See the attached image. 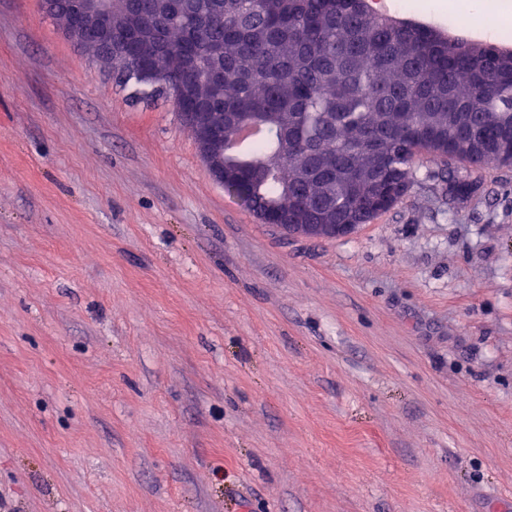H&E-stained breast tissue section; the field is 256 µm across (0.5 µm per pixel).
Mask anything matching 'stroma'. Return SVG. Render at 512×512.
Segmentation results:
<instances>
[{
  "instance_id": "stroma-1",
  "label": "stroma",
  "mask_w": 512,
  "mask_h": 512,
  "mask_svg": "<svg viewBox=\"0 0 512 512\" xmlns=\"http://www.w3.org/2000/svg\"><path fill=\"white\" fill-rule=\"evenodd\" d=\"M474 0L418 23L482 41ZM337 239L261 223L171 99L0 0L10 512H512V168Z\"/></svg>"
}]
</instances>
